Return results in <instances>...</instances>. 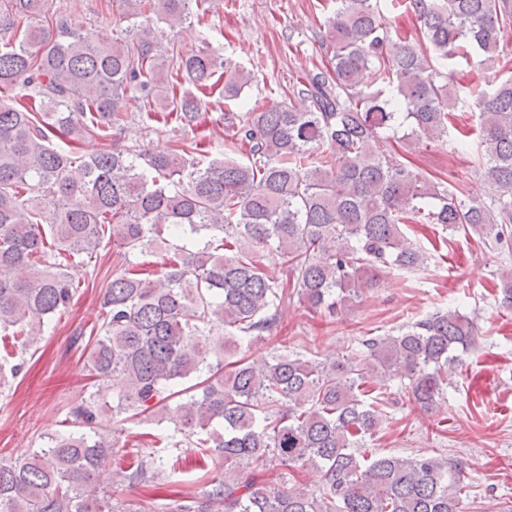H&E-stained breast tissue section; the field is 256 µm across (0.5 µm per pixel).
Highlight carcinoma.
Here are the masks:
<instances>
[{
  "instance_id": "carcinoma-1",
  "label": "carcinoma",
  "mask_w": 512,
  "mask_h": 512,
  "mask_svg": "<svg viewBox=\"0 0 512 512\" xmlns=\"http://www.w3.org/2000/svg\"><path fill=\"white\" fill-rule=\"evenodd\" d=\"M116 2L125 27L97 44L56 0H0V94H11L0 98V335L22 333L23 351L37 344L73 302L71 268L107 234L112 277L84 367L97 382L124 378L111 406L90 397L72 408L76 430L0 460V512H145L114 499L126 484L152 488L165 512H461L462 461L363 448L386 418L390 382L422 411L437 407L448 371L478 346L472 317L438 310L326 362L226 355L272 331L294 296L334 316L377 287L378 272L422 268L428 254L405 224L512 243V78L466 88L491 202L449 190L392 150L448 141L457 65L495 67L512 0H390L415 17L426 46L393 43L378 0H332L318 38L329 68L292 87L304 107L279 101L217 118L241 160L200 141L122 144L129 93L145 128L191 130L219 78L228 105L253 77L203 49L167 56L165 30L202 0ZM92 137L107 145L78 155ZM157 252L158 270L134 261ZM122 414L171 426L141 434L152 451L115 468L109 491L97 473L119 438L103 418ZM183 444L197 449L199 470L224 464L198 498L156 472L161 452ZM297 468L320 473L321 485L289 484L286 470Z\"/></svg>"
}]
</instances>
